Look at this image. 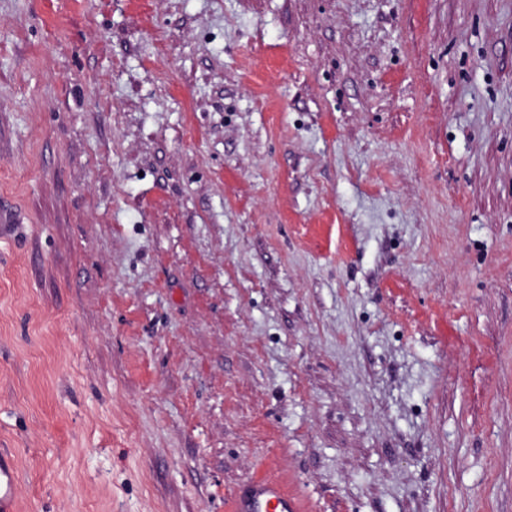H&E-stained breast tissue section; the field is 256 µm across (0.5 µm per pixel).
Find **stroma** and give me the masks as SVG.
Here are the masks:
<instances>
[{
  "label": "stroma",
  "instance_id": "obj_1",
  "mask_svg": "<svg viewBox=\"0 0 512 512\" xmlns=\"http://www.w3.org/2000/svg\"><path fill=\"white\" fill-rule=\"evenodd\" d=\"M19 512H512V0H0ZM230 512H304L306 504L272 468L263 470L249 483L241 495L235 494L229 504Z\"/></svg>",
  "mask_w": 512,
  "mask_h": 512
}]
</instances>
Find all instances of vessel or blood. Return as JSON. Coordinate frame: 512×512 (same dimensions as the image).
I'll list each match as a JSON object with an SVG mask.
<instances>
[{
  "label": "vessel or blood",
  "mask_w": 512,
  "mask_h": 512,
  "mask_svg": "<svg viewBox=\"0 0 512 512\" xmlns=\"http://www.w3.org/2000/svg\"><path fill=\"white\" fill-rule=\"evenodd\" d=\"M18 471L12 464L0 463V512H16ZM303 499L279 479L272 469H265L249 483L248 489L234 496L229 512H305Z\"/></svg>",
  "instance_id": "1"
}]
</instances>
